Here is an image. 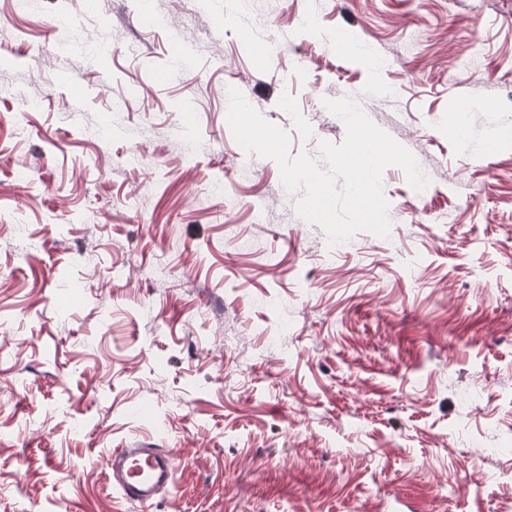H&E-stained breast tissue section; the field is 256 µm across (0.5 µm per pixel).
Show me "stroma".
Returning a JSON list of instances; mask_svg holds the SVG:
<instances>
[{"label": "stroma", "instance_id": "obj_1", "mask_svg": "<svg viewBox=\"0 0 512 512\" xmlns=\"http://www.w3.org/2000/svg\"><path fill=\"white\" fill-rule=\"evenodd\" d=\"M150 3L91 0L68 47L70 0H0V512H136L104 478L132 447L176 455L152 512H506L512 0H256L255 32ZM230 85L293 156L342 144L323 101L351 99L426 190L387 167L388 235L329 246Z\"/></svg>", "mask_w": 512, "mask_h": 512}]
</instances>
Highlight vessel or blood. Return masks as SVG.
Wrapping results in <instances>:
<instances>
[{
  "mask_svg": "<svg viewBox=\"0 0 512 512\" xmlns=\"http://www.w3.org/2000/svg\"><path fill=\"white\" fill-rule=\"evenodd\" d=\"M175 455L168 448H116L108 456L105 479L121 503L149 512L159 494L173 485Z\"/></svg>",
  "mask_w": 512,
  "mask_h": 512,
  "instance_id": "1",
  "label": "vessel or blood"
}]
</instances>
